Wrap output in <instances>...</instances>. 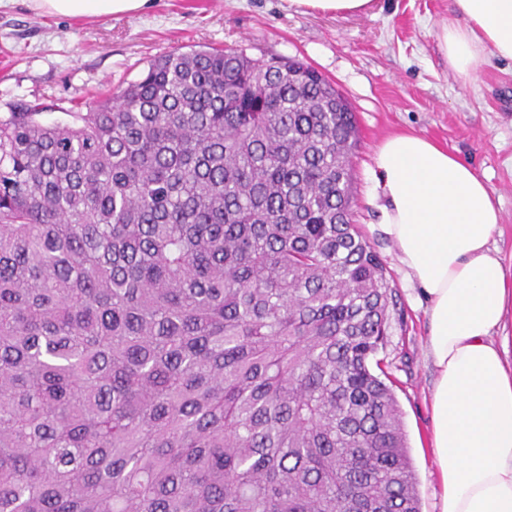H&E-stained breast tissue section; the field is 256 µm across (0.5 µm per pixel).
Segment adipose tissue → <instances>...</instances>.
Listing matches in <instances>:
<instances>
[{"instance_id": "1", "label": "adipose tissue", "mask_w": 512, "mask_h": 512, "mask_svg": "<svg viewBox=\"0 0 512 512\" xmlns=\"http://www.w3.org/2000/svg\"><path fill=\"white\" fill-rule=\"evenodd\" d=\"M31 2L52 15L101 16L148 0ZM453 6L456 19L436 37L466 86L489 57L512 60V0ZM374 162L382 230L427 303L441 512H512V344L493 338L512 303V273L491 246L500 203L469 164L417 134L388 136Z\"/></svg>"}]
</instances>
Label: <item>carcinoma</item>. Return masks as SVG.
I'll list each match as a JSON object with an SVG mask.
<instances>
[{"label":"carcinoma","instance_id":"obj_1","mask_svg":"<svg viewBox=\"0 0 512 512\" xmlns=\"http://www.w3.org/2000/svg\"><path fill=\"white\" fill-rule=\"evenodd\" d=\"M335 92L205 47L0 116V512H420Z\"/></svg>","mask_w":512,"mask_h":512}]
</instances>
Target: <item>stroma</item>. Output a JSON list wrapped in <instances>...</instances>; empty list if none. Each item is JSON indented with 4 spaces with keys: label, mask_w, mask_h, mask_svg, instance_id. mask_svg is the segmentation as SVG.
Segmentation results:
<instances>
[{
    "label": "stroma",
    "mask_w": 512,
    "mask_h": 512,
    "mask_svg": "<svg viewBox=\"0 0 512 512\" xmlns=\"http://www.w3.org/2000/svg\"><path fill=\"white\" fill-rule=\"evenodd\" d=\"M453 0H374L369 13H304L288 0H150L121 15L65 17L31 0H0V115L21 102H55L49 121L84 112L99 93L139 79L154 58L203 46L312 65L354 110L352 212L401 299L385 351L403 413L422 512H441L431 448L429 321L394 245L380 230L382 198L373 156L386 137L411 132L457 151L484 177L502 210L494 237L512 269V61L489 58L469 86L458 83L436 33Z\"/></svg>",
    "instance_id": "stroma-1"
}]
</instances>
